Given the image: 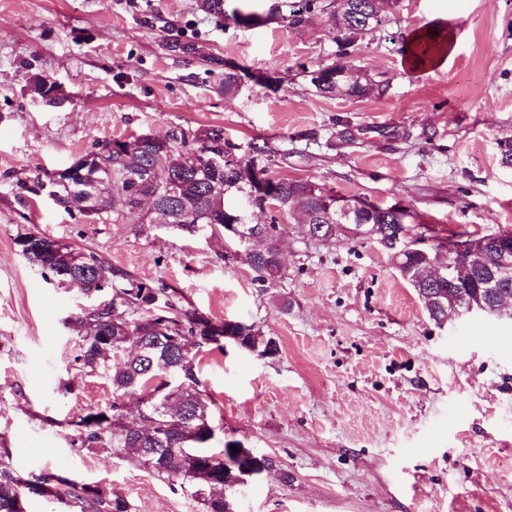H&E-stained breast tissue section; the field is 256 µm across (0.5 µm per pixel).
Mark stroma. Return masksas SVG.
<instances>
[{
  "label": "stroma",
  "mask_w": 512,
  "mask_h": 512,
  "mask_svg": "<svg viewBox=\"0 0 512 512\" xmlns=\"http://www.w3.org/2000/svg\"><path fill=\"white\" fill-rule=\"evenodd\" d=\"M293 23L299 0H0V455L26 478L46 470L124 496L131 512H202L137 459L74 451V423L112 401L76 357L66 319L89 305L47 282L19 235L97 254L125 278L175 293L184 310L256 324L280 352L234 344L200 355L221 428L271 457L236 494L237 512H512V313L440 325L376 240H311L279 220L284 275L263 283L222 237L64 208L50 177L97 144L223 130L248 156L267 144L273 178L408 211L411 236L512 229V0H395L348 35L332 0ZM440 23L453 52L404 63L407 35ZM355 68L381 85L325 97L312 71ZM237 88L224 91L225 73Z\"/></svg>",
  "instance_id": "obj_1"
}]
</instances>
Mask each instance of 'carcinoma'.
I'll use <instances>...</instances> for the list:
<instances>
[{
  "mask_svg": "<svg viewBox=\"0 0 512 512\" xmlns=\"http://www.w3.org/2000/svg\"><path fill=\"white\" fill-rule=\"evenodd\" d=\"M351 9L342 16L337 29L349 34L368 30L381 20L369 17L382 8L384 0H350ZM431 35L416 46L421 59L439 49ZM123 152L108 155L86 154L53 176L55 201L68 205L75 192L86 193V214L110 213L116 221L135 218L151 222L140 207V198L156 192L149 171H158L159 180H179L178 196L161 193L156 209L169 214L180 232L194 237L216 236V229L229 224L237 210L225 204L226 196L248 189L241 181V169L210 166L209 159L237 146L224 139L223 131L210 129L189 135L182 131L164 136L142 134L127 142ZM98 163H90V157ZM271 186L278 214L267 224L246 225L248 234L260 235L264 243L256 252L245 255L246 264L258 280L273 283L283 277L280 262L282 240L279 216L288 215L308 229L319 231L317 239L336 238V214L328 213L325 200L335 195L311 181L266 179ZM359 224H403L408 213L395 207L383 208L365 201ZM18 243L27 260L49 273L59 287L78 286L99 303L67 320L81 338L77 360L91 372L103 375L112 387V404L90 412L75 422L71 446L110 448L138 458L158 476L172 482L182 493L203 505V512H224V467L233 463L232 480L247 479L249 459L238 460L247 449L240 441H228L215 451L210 447L217 426L211 406L200 389V352L215 345L225 335V326L214 325L206 317L183 310L164 287L129 280L116 284L112 267L97 255L86 253L45 235L28 232ZM398 270L403 280L420 294L424 258L414 252L403 254ZM242 345L256 354L274 358L279 353L276 338L265 335L254 325L231 330ZM143 402L137 420H126L122 402L129 397ZM236 446L238 452L231 451ZM218 481L216 494L202 497L198 487L204 478ZM34 495L60 501L72 497L89 512H130L128 501L117 492L98 484H79L55 472L42 473L33 481L13 468L10 456H0V512H25V500Z\"/></svg>",
  "mask_w": 512,
  "mask_h": 512,
  "instance_id": "cac0c4a2",
  "label": "carcinoma"
}]
</instances>
